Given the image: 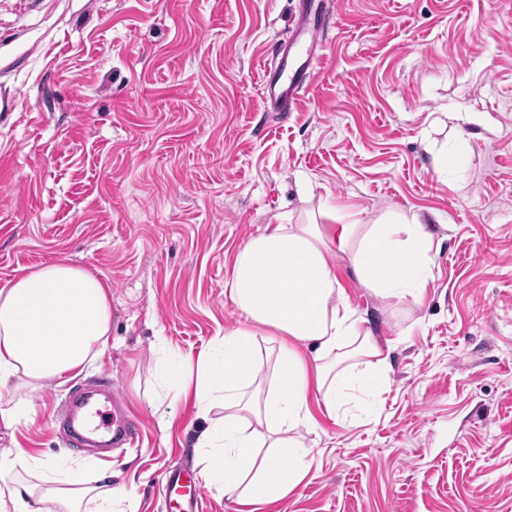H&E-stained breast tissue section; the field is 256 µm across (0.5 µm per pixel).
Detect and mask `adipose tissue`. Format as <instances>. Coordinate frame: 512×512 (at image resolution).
I'll return each instance as SVG.
<instances>
[{"mask_svg":"<svg viewBox=\"0 0 512 512\" xmlns=\"http://www.w3.org/2000/svg\"><path fill=\"white\" fill-rule=\"evenodd\" d=\"M379 298L420 302L433 279V232L417 218L389 216L379 224H276L236 251L224 294L240 317L198 358H180L164 378L153 408L191 393L207 429L197 446L204 470L221 493L244 506L278 499L309 471L310 450L294 432L315 427L312 404L339 419L346 390L365 395L388 379L390 339L373 334L351 306L336 273ZM110 284L63 263L30 270L0 288V387L22 378L31 387L81 374L103 350L111 330ZM277 346L275 381L255 389L263 366L260 345ZM372 359L369 372L350 379L346 362ZM222 417H213L214 408ZM279 449L260 457L261 447ZM50 465L25 449L0 457V499L11 512H120L125 498L111 484L92 485L87 467L68 468L61 485ZM21 470L37 483L12 479Z\"/></svg>","mask_w":512,"mask_h":512,"instance_id":"obj_1","label":"adipose tissue"}]
</instances>
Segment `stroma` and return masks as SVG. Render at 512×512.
<instances>
[{
  "label": "stroma",
  "mask_w": 512,
  "mask_h": 512,
  "mask_svg": "<svg viewBox=\"0 0 512 512\" xmlns=\"http://www.w3.org/2000/svg\"><path fill=\"white\" fill-rule=\"evenodd\" d=\"M322 3L324 62L281 116L258 81L302 0H0V287L52 262L112 286L87 371L0 391V451L170 512L163 477L198 469L205 423L180 399L161 428L149 399L170 356L235 325L237 248L324 206L399 212L434 232L422 302L345 285L394 343L389 379L348 421L317 412L308 476L256 512H512V0ZM106 380L134 440L75 450L69 397Z\"/></svg>",
  "instance_id": "35a3bbf8"
}]
</instances>
